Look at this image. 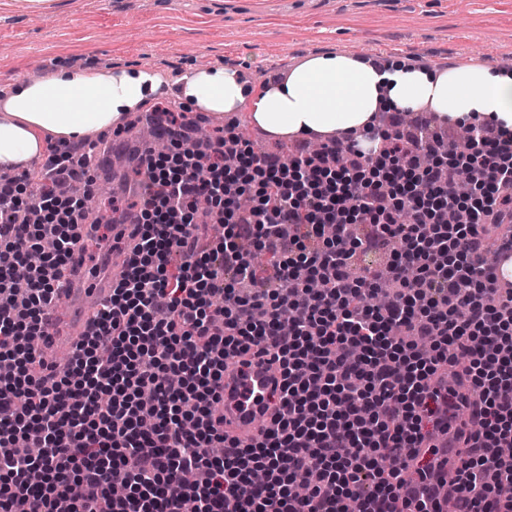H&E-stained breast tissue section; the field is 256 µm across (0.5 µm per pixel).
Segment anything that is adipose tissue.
I'll return each mask as SVG.
<instances>
[{"instance_id":"1","label":"adipose tissue","mask_w":512,"mask_h":512,"mask_svg":"<svg viewBox=\"0 0 512 512\" xmlns=\"http://www.w3.org/2000/svg\"><path fill=\"white\" fill-rule=\"evenodd\" d=\"M177 84L181 97L202 111L246 113L272 136L357 133L386 101L404 109L427 105L437 117L462 123L480 116L512 129V73L488 66L424 69L394 58L380 70L351 55L319 54L264 87L249 86L231 67L193 68ZM159 86L143 70L64 67L15 84L0 99V169L26 170L44 156L46 136L69 142L109 129ZM79 100L86 109H75Z\"/></svg>"}]
</instances>
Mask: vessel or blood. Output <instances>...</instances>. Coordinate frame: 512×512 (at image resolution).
<instances>
[{"instance_id":"obj_1","label":"vessel or blood","mask_w":512,"mask_h":512,"mask_svg":"<svg viewBox=\"0 0 512 512\" xmlns=\"http://www.w3.org/2000/svg\"><path fill=\"white\" fill-rule=\"evenodd\" d=\"M132 225L112 228V266L87 270L73 263L66 273L67 307H52L43 317L44 349H72L94 324L102 305L112 295V284L122 274L130 250ZM274 372L267 356L249 354L228 363L224 370V399L220 409L224 431L242 440H255L266 433L275 412Z\"/></svg>"}]
</instances>
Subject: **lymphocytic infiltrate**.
Masks as SVG:
<instances>
[{
    "instance_id": "obj_1",
    "label": "lymphocytic infiltrate",
    "mask_w": 512,
    "mask_h": 512,
    "mask_svg": "<svg viewBox=\"0 0 512 512\" xmlns=\"http://www.w3.org/2000/svg\"><path fill=\"white\" fill-rule=\"evenodd\" d=\"M153 125L171 149L135 160L128 268L62 374L31 342L90 215L53 184L85 178L96 152L53 144L36 191L0 181V512H512V288L484 261L491 237L512 249V131L470 124L480 198L466 206L425 116L288 160L234 120L201 150L168 108ZM461 207L467 222L445 223ZM345 209L374 234L351 238ZM215 217L223 240L198 251ZM360 251L380 263L356 273ZM253 347L272 351L277 411L245 445L216 408L225 358Z\"/></svg>"
}]
</instances>
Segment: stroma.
Returning a JSON list of instances; mask_svg holds the SVG:
<instances>
[{"label": "stroma", "mask_w": 512, "mask_h": 512, "mask_svg": "<svg viewBox=\"0 0 512 512\" xmlns=\"http://www.w3.org/2000/svg\"><path fill=\"white\" fill-rule=\"evenodd\" d=\"M438 68L512 59V0H57L53 15L0 0V83L147 69L163 84L234 63L251 85L311 55Z\"/></svg>", "instance_id": "obj_1"}]
</instances>
